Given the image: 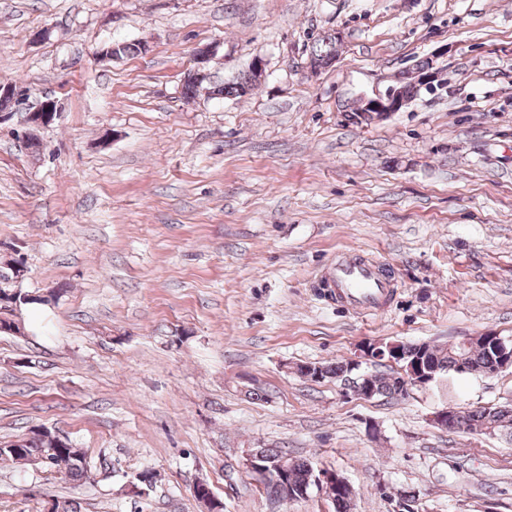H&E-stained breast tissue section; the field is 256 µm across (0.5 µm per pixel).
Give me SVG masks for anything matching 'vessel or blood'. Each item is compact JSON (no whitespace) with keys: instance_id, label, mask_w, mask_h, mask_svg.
<instances>
[{"instance_id":"obj_1","label":"vessel or blood","mask_w":512,"mask_h":512,"mask_svg":"<svg viewBox=\"0 0 512 512\" xmlns=\"http://www.w3.org/2000/svg\"><path fill=\"white\" fill-rule=\"evenodd\" d=\"M332 300L365 314L377 313L393 293V284L380 262L356 251L331 264L322 282Z\"/></svg>"}]
</instances>
